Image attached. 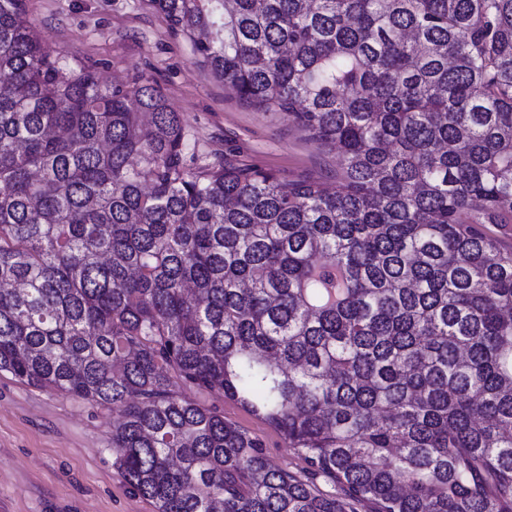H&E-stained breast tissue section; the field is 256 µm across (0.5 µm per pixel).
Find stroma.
I'll return each mask as SVG.
<instances>
[{"instance_id":"stroma-1","label":"stroma","mask_w":512,"mask_h":512,"mask_svg":"<svg viewBox=\"0 0 512 512\" xmlns=\"http://www.w3.org/2000/svg\"><path fill=\"white\" fill-rule=\"evenodd\" d=\"M25 6L62 62L95 68L109 86L153 79L180 116L192 167L229 159L286 180L338 186L335 150L308 141L287 114L241 102L152 0H25ZM193 398L223 408L226 419L260 440L273 464L304 475L303 458L266 422L222 397ZM120 418L119 410L0 373V512H155L112 465V425Z\"/></svg>"}]
</instances>
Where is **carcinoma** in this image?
<instances>
[{
	"label": "carcinoma",
	"instance_id": "1",
	"mask_svg": "<svg viewBox=\"0 0 512 512\" xmlns=\"http://www.w3.org/2000/svg\"><path fill=\"white\" fill-rule=\"evenodd\" d=\"M154 3L340 184L190 168L154 85L0 0V372L120 409L156 512H512V0ZM187 396L205 405H217L224 409V418L231 420L258 438L263 451L271 462L289 472L303 477L307 465L303 458L288 444L282 436L266 422L246 412L235 402L222 397L186 390Z\"/></svg>",
	"mask_w": 512,
	"mask_h": 512
}]
</instances>
